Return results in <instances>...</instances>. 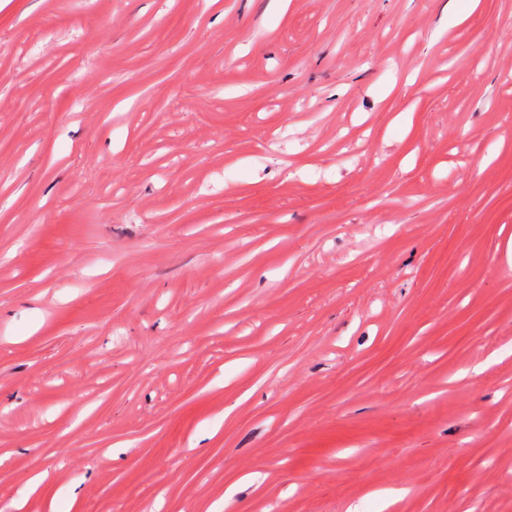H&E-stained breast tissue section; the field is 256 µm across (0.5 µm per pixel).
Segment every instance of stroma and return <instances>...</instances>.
<instances>
[{
    "mask_svg": "<svg viewBox=\"0 0 512 512\" xmlns=\"http://www.w3.org/2000/svg\"><path fill=\"white\" fill-rule=\"evenodd\" d=\"M465 4L0 0V512H512V0Z\"/></svg>",
    "mask_w": 512,
    "mask_h": 512,
    "instance_id": "35a3bbf8",
    "label": "stroma"
}]
</instances>
